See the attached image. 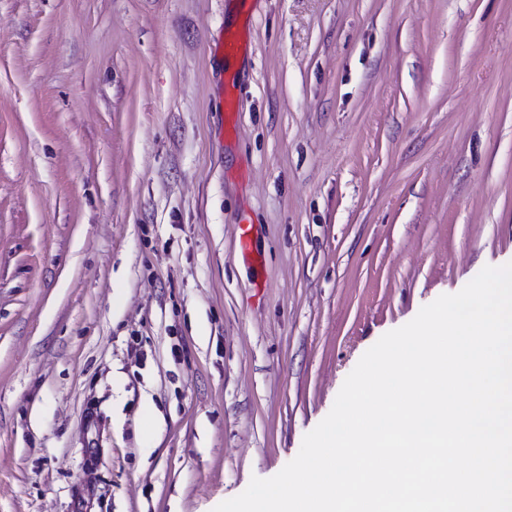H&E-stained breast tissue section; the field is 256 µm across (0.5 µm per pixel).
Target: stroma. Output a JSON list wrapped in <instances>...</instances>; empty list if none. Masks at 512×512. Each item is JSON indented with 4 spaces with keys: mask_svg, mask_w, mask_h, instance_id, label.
<instances>
[{
    "mask_svg": "<svg viewBox=\"0 0 512 512\" xmlns=\"http://www.w3.org/2000/svg\"><path fill=\"white\" fill-rule=\"evenodd\" d=\"M510 261L512 0H0V512H212Z\"/></svg>",
    "mask_w": 512,
    "mask_h": 512,
    "instance_id": "1",
    "label": "stroma"
}]
</instances>
